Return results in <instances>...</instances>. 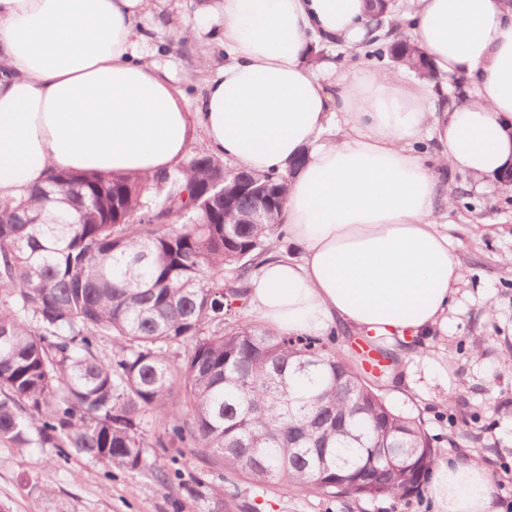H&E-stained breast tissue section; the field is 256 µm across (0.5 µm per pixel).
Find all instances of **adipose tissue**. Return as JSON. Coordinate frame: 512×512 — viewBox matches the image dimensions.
I'll return each mask as SVG.
<instances>
[{
	"label": "adipose tissue",
	"instance_id": "1",
	"mask_svg": "<svg viewBox=\"0 0 512 512\" xmlns=\"http://www.w3.org/2000/svg\"><path fill=\"white\" fill-rule=\"evenodd\" d=\"M150 0H0V200L49 170L154 175L193 130L226 163L290 172L289 252L249 303L284 335L344 326L413 345L425 379L464 268L444 222L446 174L512 163V0H415L400 28L434 79L312 65L314 45L368 35V0H218L229 60L196 112L141 50ZM433 143L432 159L418 146ZM302 167H295L296 159ZM436 512H501L491 471L456 457L431 476Z\"/></svg>",
	"mask_w": 512,
	"mask_h": 512
}]
</instances>
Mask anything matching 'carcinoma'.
Returning <instances> with one entry per match:
<instances>
[{"label":"carcinoma","instance_id":"1","mask_svg":"<svg viewBox=\"0 0 512 512\" xmlns=\"http://www.w3.org/2000/svg\"><path fill=\"white\" fill-rule=\"evenodd\" d=\"M363 46L414 67L415 48ZM226 166L196 152L153 176L51 172L0 203V444L58 448L166 484L173 447L256 485L355 500L419 496L438 451L420 419L318 336L237 319L250 278L283 240V211L224 223L210 184ZM287 191L288 174L246 171ZM112 337V357L97 354ZM161 433L150 440L144 419ZM420 448L409 464L396 440Z\"/></svg>","mask_w":512,"mask_h":512}]
</instances>
